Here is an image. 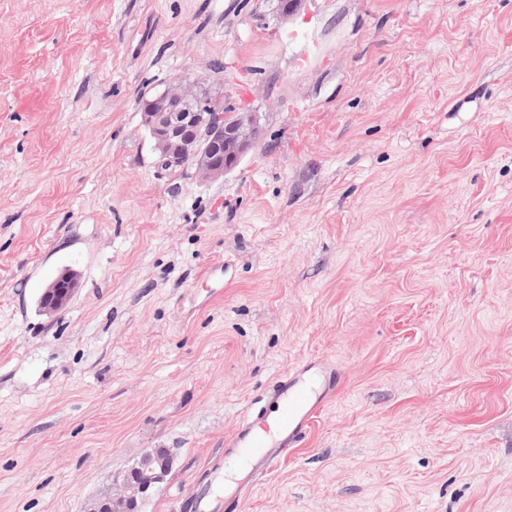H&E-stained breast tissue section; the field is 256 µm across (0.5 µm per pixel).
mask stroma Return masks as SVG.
Listing matches in <instances>:
<instances>
[{
    "mask_svg": "<svg viewBox=\"0 0 512 512\" xmlns=\"http://www.w3.org/2000/svg\"><path fill=\"white\" fill-rule=\"evenodd\" d=\"M275 7L0 0V512H86L154 448L141 512L223 505L310 359L336 396L235 512H512V0ZM179 78L257 115L222 180L154 163ZM78 289V275L72 270H64L43 288L38 306L46 315H57L70 305Z\"/></svg>",
    "mask_w": 512,
    "mask_h": 512,
    "instance_id": "obj_1",
    "label": "stroma"
}]
</instances>
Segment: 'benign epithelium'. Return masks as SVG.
Listing matches in <instances>:
<instances>
[{"mask_svg": "<svg viewBox=\"0 0 512 512\" xmlns=\"http://www.w3.org/2000/svg\"><path fill=\"white\" fill-rule=\"evenodd\" d=\"M139 106L143 125L153 141L156 167L182 172L190 168L202 182L224 178L260 137L255 113L239 106L214 112L217 101L182 79L142 94ZM77 289V273L63 271L43 288L38 301L40 311L50 316L63 312ZM171 464L167 448L141 454L95 498L87 512H139L140 504L164 480Z\"/></svg>", "mask_w": 512, "mask_h": 512, "instance_id": "1", "label": "benign epithelium"}]
</instances>
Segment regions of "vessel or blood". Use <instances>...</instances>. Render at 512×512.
I'll list each match as a JSON object with an SVG mask.
<instances>
[{
    "label": "vessel or blood",
    "mask_w": 512,
    "mask_h": 512,
    "mask_svg": "<svg viewBox=\"0 0 512 512\" xmlns=\"http://www.w3.org/2000/svg\"><path fill=\"white\" fill-rule=\"evenodd\" d=\"M335 391L336 369L326 361H310L289 369L270 392L279 415L271 421L255 413L245 415L224 442L226 455L247 463L254 473H271L282 453L302 440Z\"/></svg>",
    "instance_id": "b4317fda"
}]
</instances>
